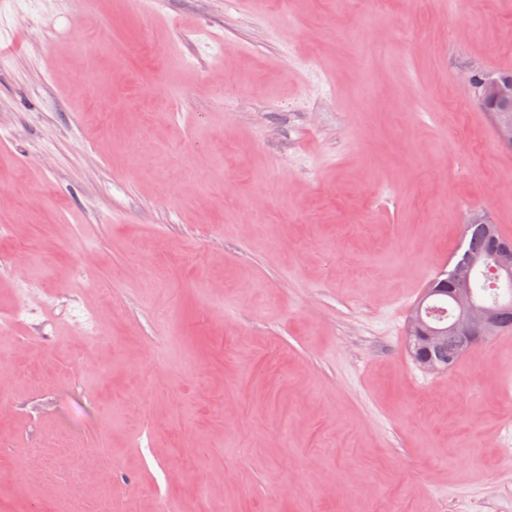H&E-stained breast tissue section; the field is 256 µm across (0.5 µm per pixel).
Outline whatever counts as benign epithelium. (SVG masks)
<instances>
[{
	"label": "benign epithelium",
	"instance_id": "1",
	"mask_svg": "<svg viewBox=\"0 0 512 512\" xmlns=\"http://www.w3.org/2000/svg\"><path fill=\"white\" fill-rule=\"evenodd\" d=\"M478 100L491 111L500 113L494 119L499 141L512 146V77L493 75L473 84ZM503 278L512 279V248L498 245L491 254ZM456 285L452 289V303L455 317L446 325H433L428 320V304L434 289H424L417 306L407 321L409 350L415 360L426 370L439 372L451 370L460 359L458 354L447 350V338L459 336L470 341H479L496 335L499 314L475 299L469 278L464 272L455 274Z\"/></svg>",
	"mask_w": 512,
	"mask_h": 512
}]
</instances>
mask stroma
<instances>
[{
    "mask_svg": "<svg viewBox=\"0 0 512 512\" xmlns=\"http://www.w3.org/2000/svg\"><path fill=\"white\" fill-rule=\"evenodd\" d=\"M497 70L512 0H0V512H512V331L404 336L468 212L512 238ZM471 85L478 100L491 112H509L501 113L494 123L499 141L504 146H512V77L490 75Z\"/></svg>",
    "mask_w": 512,
    "mask_h": 512,
    "instance_id": "35a3bbf8",
    "label": "stroma"
}]
</instances>
